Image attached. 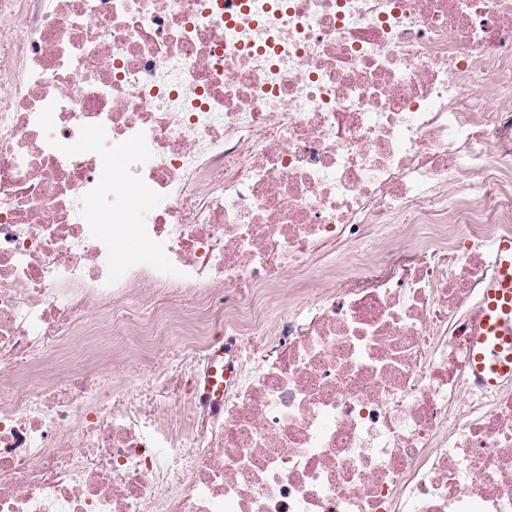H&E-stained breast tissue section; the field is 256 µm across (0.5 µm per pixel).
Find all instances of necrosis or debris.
<instances>
[{
  "instance_id": "necrosis-or-debris-1",
  "label": "necrosis or debris",
  "mask_w": 512,
  "mask_h": 512,
  "mask_svg": "<svg viewBox=\"0 0 512 512\" xmlns=\"http://www.w3.org/2000/svg\"><path fill=\"white\" fill-rule=\"evenodd\" d=\"M504 194L512 0H0V512H512ZM495 264L469 333L475 350L472 375L488 391L512 384V237L496 243Z\"/></svg>"
}]
</instances>
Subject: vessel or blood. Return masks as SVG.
I'll list each match as a JSON object with an SVG mask.
<instances>
[{
  "label": "vessel or blood",
  "instance_id": "1",
  "mask_svg": "<svg viewBox=\"0 0 512 512\" xmlns=\"http://www.w3.org/2000/svg\"><path fill=\"white\" fill-rule=\"evenodd\" d=\"M495 264L469 333L475 350L472 375L489 391L512 384V237L496 243Z\"/></svg>",
  "mask_w": 512,
  "mask_h": 512
}]
</instances>
